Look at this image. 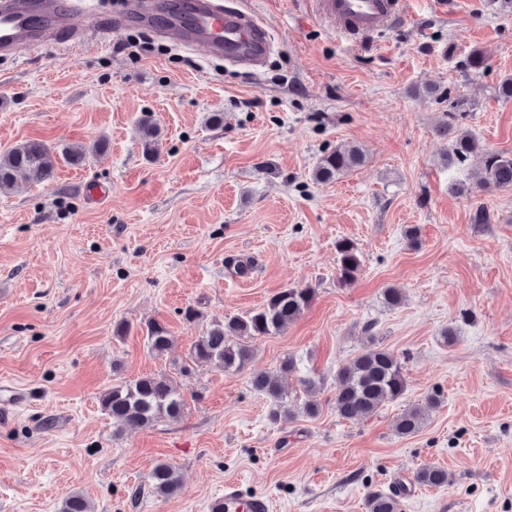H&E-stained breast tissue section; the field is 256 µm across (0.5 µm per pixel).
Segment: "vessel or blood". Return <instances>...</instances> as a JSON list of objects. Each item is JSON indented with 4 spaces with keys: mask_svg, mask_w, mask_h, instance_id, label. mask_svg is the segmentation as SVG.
<instances>
[{
    "mask_svg": "<svg viewBox=\"0 0 512 512\" xmlns=\"http://www.w3.org/2000/svg\"><path fill=\"white\" fill-rule=\"evenodd\" d=\"M83 7V0H0V55L16 59L27 49L79 45ZM315 8L354 42L385 31L405 16L404 0H315ZM140 20L167 26L226 63L249 70L263 64L273 45L258 13L225 5L224 0H190L182 11L170 0H156L153 11ZM207 512H271V501L265 495L243 496L238 486L228 483L223 494L208 501Z\"/></svg>",
    "mask_w": 512,
    "mask_h": 512,
    "instance_id": "1",
    "label": "vessel or blood"
}]
</instances>
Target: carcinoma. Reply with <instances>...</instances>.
I'll list each match as a JSON object with an SVG mask.
<instances>
[{
	"mask_svg": "<svg viewBox=\"0 0 512 512\" xmlns=\"http://www.w3.org/2000/svg\"><path fill=\"white\" fill-rule=\"evenodd\" d=\"M139 131L144 148L153 150L158 128L150 117L140 121ZM474 156L481 158L478 187L512 189V156L482 148L466 131L453 137L445 162L448 167L457 168ZM363 163L364 156L359 148L353 145L338 147L320 156L312 176L318 183H330ZM54 168V147L42 140H29L0 155V192L12 189L20 172L39 182L50 179ZM336 252L337 283L349 287L362 269V255L348 239L336 243ZM314 296L315 290L309 287L284 288L245 315L211 325L198 337L190 353V365L183 367L182 372L189 373L196 367L214 362L223 365L226 371L244 370L254 357V349L248 340L278 334L310 306ZM146 340L149 350L157 355L166 352L172 344L169 330L157 321L146 323ZM295 370L297 363L287 358L278 371L259 374L252 379L253 388L269 399V417L275 422L290 415L281 377ZM406 391L407 381L399 358L388 349L370 348L337 372L333 407L339 417L355 421L374 413L382 403L403 397ZM100 405L116 424L146 428L161 419L180 417L185 400L168 378L160 376L115 384L101 395ZM435 405L436 401L430 398L421 405L408 407L396 422V433L402 437L418 433ZM415 479L429 487H443L451 481L447 470L434 466L420 469ZM148 482L153 492L162 497L172 496L181 488L177 468L165 461L153 467ZM367 508L369 512H399L397 494L374 491L367 497ZM60 512L92 510L89 501L74 492L64 499Z\"/></svg>",
	"mask_w": 512,
	"mask_h": 512,
	"instance_id": "1",
	"label": "carcinoma"
}]
</instances>
